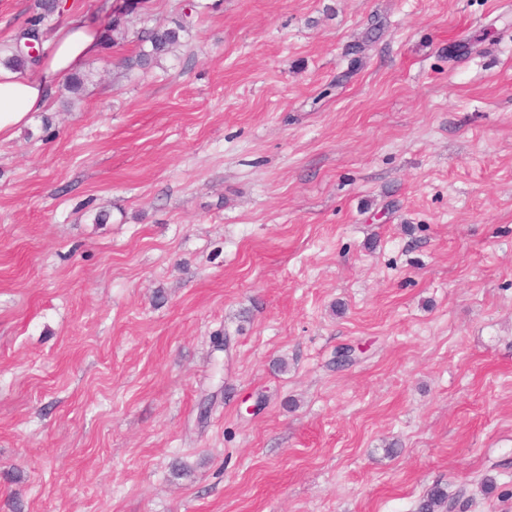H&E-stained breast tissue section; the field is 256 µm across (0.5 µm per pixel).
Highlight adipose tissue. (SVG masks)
I'll use <instances>...</instances> for the list:
<instances>
[{
  "label": "adipose tissue",
  "instance_id": "obj_1",
  "mask_svg": "<svg viewBox=\"0 0 512 512\" xmlns=\"http://www.w3.org/2000/svg\"><path fill=\"white\" fill-rule=\"evenodd\" d=\"M102 46L100 29L77 18L58 33L45 62L25 70L0 66V141L12 140L34 113L47 107L53 87L77 72Z\"/></svg>",
  "mask_w": 512,
  "mask_h": 512
}]
</instances>
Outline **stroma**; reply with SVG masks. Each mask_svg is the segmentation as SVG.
<instances>
[{
    "mask_svg": "<svg viewBox=\"0 0 512 512\" xmlns=\"http://www.w3.org/2000/svg\"><path fill=\"white\" fill-rule=\"evenodd\" d=\"M127 27L0 143V512H512V0ZM186 29L183 19L174 22V26L171 27L147 29L139 38V51L134 58L127 60V67L138 66L145 69L152 64H157L164 56L180 45L182 33ZM455 507V500L448 495L447 488L442 485H434L419 500L417 504V512H441L443 509L451 512Z\"/></svg>",
    "mask_w": 512,
    "mask_h": 512,
    "instance_id": "1",
    "label": "stroma"
}]
</instances>
